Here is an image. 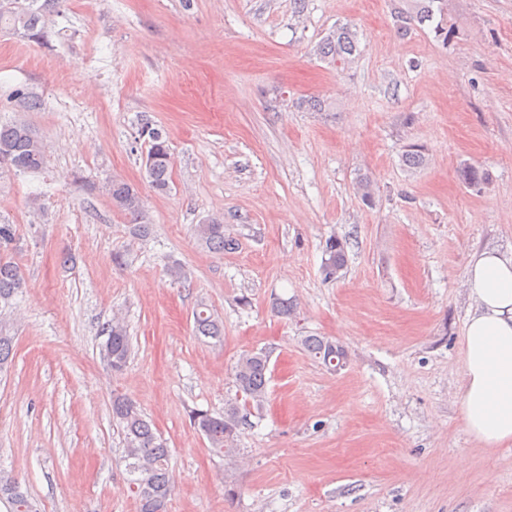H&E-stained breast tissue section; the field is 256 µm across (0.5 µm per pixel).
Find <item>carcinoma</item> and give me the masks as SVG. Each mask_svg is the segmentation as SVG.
Returning a JSON list of instances; mask_svg holds the SVG:
<instances>
[{"mask_svg": "<svg viewBox=\"0 0 512 512\" xmlns=\"http://www.w3.org/2000/svg\"><path fill=\"white\" fill-rule=\"evenodd\" d=\"M441 0H409L408 8L398 11L397 27L406 33L415 24L434 21V4ZM55 0H0V25L22 31L35 38H44V12ZM436 22V21H434ZM435 33L448 40V27L443 21L436 22ZM359 49L357 33L348 25H340L321 42L319 55L333 64H345ZM141 136L148 139L149 150L144 166L151 187L160 193L170 190L173 158L168 141L162 131L145 121ZM407 170H417L425 165L426 156L420 146H405L401 155ZM45 161L41 141L23 123L0 125V165L18 172H35ZM464 183L477 186L487 179L486 173L472 165L460 171ZM106 190L112 206L123 213L132 224L133 234L147 239L152 224L139 191L120 178L107 182ZM17 229L13 224H0V300L14 297L23 287L24 279L20 267L7 257V252L16 241ZM197 240L205 247L222 251L235 245V240L226 235L224 221L211 217L194 227ZM347 240L333 236L325 242L322 272L326 279H337L347 263ZM194 328L198 335L220 339L224 335L221 320L206 306L193 312ZM106 336L101 350L112 370L121 371L132 352V339L127 326L118 318L101 329ZM300 345L311 357L325 367L338 371L346 366L347 355L343 347L326 336H303ZM13 356V337L7 328L0 329V370ZM270 354L252 351L241 355L235 365L234 379L236 395L224 403V413L213 416L208 412L193 413L194 426L205 435L210 449L217 455H231L241 427L248 424V415L259 411L268 396ZM112 419L122 428L125 438L124 461L131 476L130 490L136 497L138 512H167L172 492L166 442L153 429L152 424L141 414L136 404L122 396L112 399ZM11 505V512H34V505L19 490L16 482L0 476V499Z\"/></svg>", "mask_w": 512, "mask_h": 512, "instance_id": "obj_1", "label": "carcinoma"}]
</instances>
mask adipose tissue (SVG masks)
<instances>
[{
    "mask_svg": "<svg viewBox=\"0 0 512 512\" xmlns=\"http://www.w3.org/2000/svg\"><path fill=\"white\" fill-rule=\"evenodd\" d=\"M462 341L461 416L486 448L512 443V256L474 252Z\"/></svg>",
    "mask_w": 512,
    "mask_h": 512,
    "instance_id": "adipose-tissue-1",
    "label": "adipose tissue"
}]
</instances>
